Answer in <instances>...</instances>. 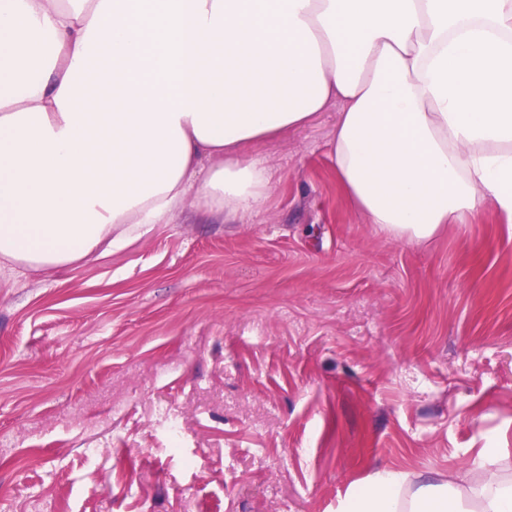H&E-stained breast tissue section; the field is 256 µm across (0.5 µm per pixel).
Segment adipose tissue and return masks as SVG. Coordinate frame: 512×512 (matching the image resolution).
<instances>
[{
	"label": "adipose tissue",
	"mask_w": 512,
	"mask_h": 512,
	"mask_svg": "<svg viewBox=\"0 0 512 512\" xmlns=\"http://www.w3.org/2000/svg\"><path fill=\"white\" fill-rule=\"evenodd\" d=\"M336 103V178L389 236L512 221V0H0V264L258 210L244 147ZM338 512H512V479L382 470Z\"/></svg>",
	"instance_id": "obj_1"
}]
</instances>
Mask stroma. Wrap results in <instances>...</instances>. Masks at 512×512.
Returning <instances> with one entry per match:
<instances>
[{"label": "stroma", "instance_id": "35a3bbf8", "mask_svg": "<svg viewBox=\"0 0 512 512\" xmlns=\"http://www.w3.org/2000/svg\"><path fill=\"white\" fill-rule=\"evenodd\" d=\"M337 112L246 146L257 211L190 198L0 269V512H336L379 470L480 480L485 448L512 475V223L390 237L336 179Z\"/></svg>", "mask_w": 512, "mask_h": 512}]
</instances>
